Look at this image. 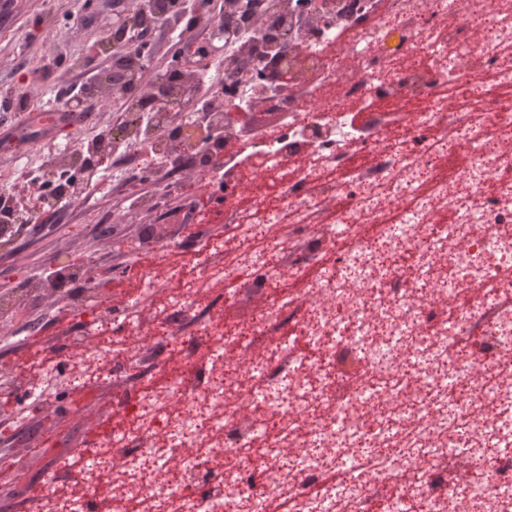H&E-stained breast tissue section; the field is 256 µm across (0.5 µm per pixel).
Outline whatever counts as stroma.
<instances>
[{"label": "stroma", "mask_w": 512, "mask_h": 512, "mask_svg": "<svg viewBox=\"0 0 512 512\" xmlns=\"http://www.w3.org/2000/svg\"><path fill=\"white\" fill-rule=\"evenodd\" d=\"M127 6L128 0H0V91L19 97L36 83L42 98H52L54 89L73 82L79 66L87 62L90 45L111 31L115 13ZM114 118V113L92 108L88 121L57 127L43 143L91 142ZM193 204V197L180 191L169 194V231L190 276L197 273L192 263L196 244L224 233L220 224L186 229L183 215ZM86 209L74 205L55 210L38 233L20 235L10 245L0 243V283L23 297L0 322L24 329L20 336L0 335V370L15 379L11 391L0 394V512H33L44 486L81 482L84 474L78 464L87 445L99 428L115 419L111 375L84 385L68 380L73 353L65 343L69 332L86 317L73 307V289H54L48 300L31 287L39 270L64 254L76 265L93 259L100 269L93 279L96 294L111 305L121 300L112 280L134 276L135 245L142 227L119 224L102 235L88 223ZM33 341L44 355L62 364L55 373L58 383L50 392L48 407L25 400L32 376L22 364Z\"/></svg>", "instance_id": "obj_1"}]
</instances>
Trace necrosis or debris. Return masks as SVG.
<instances>
[{
	"label": "necrosis or debris",
	"instance_id": "4bbe7bcc",
	"mask_svg": "<svg viewBox=\"0 0 512 512\" xmlns=\"http://www.w3.org/2000/svg\"><path fill=\"white\" fill-rule=\"evenodd\" d=\"M220 22L223 95L199 98L186 73L120 89L111 129L130 149L109 171L152 178L124 214H150L140 242L160 256L169 190L223 183L203 220L231 244L203 242L199 270L248 312L225 324L180 281L153 339L187 323L207 353L123 391L128 424L87 450L86 499L109 480L107 512H512V0H245L197 26ZM245 62L265 79L238 80ZM450 155L464 163L447 177ZM90 271L65 269L92 313L73 379L158 372L97 340L137 334L167 276L139 270L113 312ZM287 276L304 287L276 290Z\"/></svg>",
	"mask_w": 512,
	"mask_h": 512
}]
</instances>
